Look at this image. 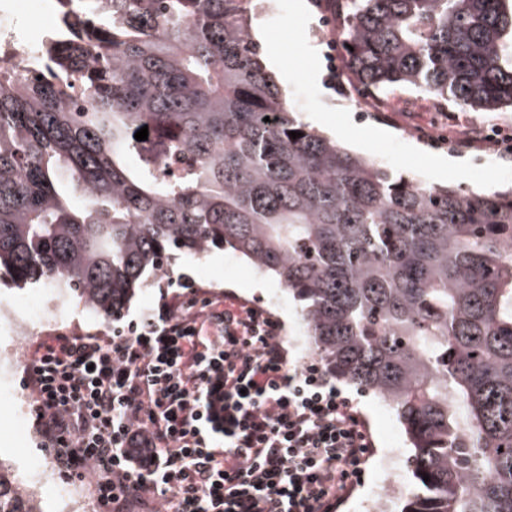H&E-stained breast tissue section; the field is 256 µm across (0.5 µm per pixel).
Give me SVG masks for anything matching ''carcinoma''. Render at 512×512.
I'll return each instance as SVG.
<instances>
[{
  "instance_id": "obj_1",
  "label": "carcinoma",
  "mask_w": 512,
  "mask_h": 512,
  "mask_svg": "<svg viewBox=\"0 0 512 512\" xmlns=\"http://www.w3.org/2000/svg\"><path fill=\"white\" fill-rule=\"evenodd\" d=\"M80 2L74 22L59 0L30 66L0 57V272L107 322L174 253L230 248L300 302L329 370L396 411L401 512H512V189L396 176L303 123L252 0ZM335 2L364 91L512 108V0ZM0 512H41L2 464Z\"/></svg>"
}]
</instances>
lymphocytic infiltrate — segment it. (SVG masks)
<instances>
[{
	"label": "lymphocytic infiltrate",
	"mask_w": 512,
	"mask_h": 512,
	"mask_svg": "<svg viewBox=\"0 0 512 512\" xmlns=\"http://www.w3.org/2000/svg\"><path fill=\"white\" fill-rule=\"evenodd\" d=\"M24 386L103 512H339L373 446L318 365L290 364L281 322L230 296L42 341Z\"/></svg>",
	"instance_id": "lymphocytic-infiltrate-1"
}]
</instances>
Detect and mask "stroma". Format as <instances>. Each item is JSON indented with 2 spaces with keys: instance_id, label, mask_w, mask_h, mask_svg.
Listing matches in <instances>:
<instances>
[{
  "instance_id": "35a3bbf8",
  "label": "stroma",
  "mask_w": 512,
  "mask_h": 512,
  "mask_svg": "<svg viewBox=\"0 0 512 512\" xmlns=\"http://www.w3.org/2000/svg\"><path fill=\"white\" fill-rule=\"evenodd\" d=\"M8 7L15 13V34L26 38H43L59 23L56 0H46L44 9L37 13L31 11L27 0H10ZM335 24L331 0H263L253 23L268 40L283 45V57L273 64L272 74L289 106L304 123L330 133L350 151L406 177L430 184H454L466 191L512 188V160L501 159L489 143L481 141L461 150L452 146L460 132L471 128L485 134L499 126L512 131V110L472 112L430 95L396 89L371 96L368 111H358L349 99L355 78L346 56L334 60L329 57L326 32ZM443 112L450 115L444 122L438 119ZM437 126L446 144L431 142L430 134ZM372 129L379 130L378 138L359 141L360 132ZM195 287L216 299L231 294L262 307L280 320L290 357L303 363L315 362L311 336L298 315V302L284 293L275 277L257 273L244 259L234 258L229 249H214L199 259L176 254L165 274L149 277L147 286L136 292L122 320L127 323L139 319L165 299L185 300ZM53 296V288L42 282L15 286L0 279V309H11L23 320L29 317L35 298L47 301ZM66 303L65 318L34 322L21 342H14L9 330L1 329L0 348L17 343L25 349L56 331H112V324L84 309L74 298H67ZM25 367L21 359L0 372V462L9 465L20 484L32 467L50 455L40 445L32 396L23 387ZM336 385L366 418L374 440L361 481L341 508V512H365L364 504L381 477L380 461L389 448L388 431L397 427L398 421L393 409L377 396L341 379Z\"/></svg>"
}]
</instances>
